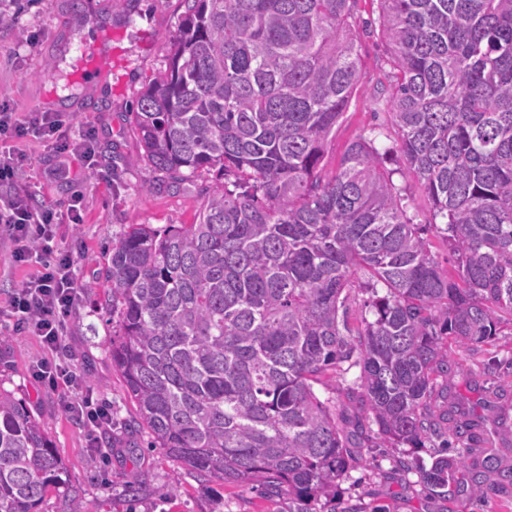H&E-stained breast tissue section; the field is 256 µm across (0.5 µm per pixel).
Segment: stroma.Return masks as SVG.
<instances>
[{
  "mask_svg": "<svg viewBox=\"0 0 512 512\" xmlns=\"http://www.w3.org/2000/svg\"><path fill=\"white\" fill-rule=\"evenodd\" d=\"M0 27V103L18 115L64 112L73 131L96 130V170L80 158H60L33 137L21 141L26 156L16 183L24 194L66 202L73 193L84 201V219L63 224L55 243L74 252L84 289L66 320L59 361L71 366L112 410V425L96 431L61 406L62 389L38 381L48 358L39 336L15 333L9 317L0 318V388L21 399L64 463L61 482L44 497L39 512H278L279 502L258 490L205 481L152 447L147 433H132L136 406L113 365L108 343L116 323L104 307L106 283L99 272L112 257V242L130 225L162 229L192 224L205 197L203 188L219 181L210 171L175 191L164 175L143 160L132 119L141 91L167 66V43L179 31L183 0H27ZM354 34L361 58L359 82L332 133L322 161L331 173L347 144L358 136L393 146L396 134L381 91L386 87L391 51L382 37L375 0H357ZM93 48L98 67L82 66L81 48ZM456 373L450 398L463 402L484 430L488 451L512 459V335L477 350L453 353ZM439 441L414 448H356L348 478L338 486L337 507L359 505L365 512H512V499L488 496L483 503L461 494L443 505L429 495L415 473L395 462L429 459Z\"/></svg>",
  "mask_w": 512,
  "mask_h": 512,
  "instance_id": "1",
  "label": "stroma"
}]
</instances>
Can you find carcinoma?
Masks as SVG:
<instances>
[{
    "mask_svg": "<svg viewBox=\"0 0 512 512\" xmlns=\"http://www.w3.org/2000/svg\"><path fill=\"white\" fill-rule=\"evenodd\" d=\"M376 2L400 169L363 136L332 175L320 168L358 83L356 0H184L168 67L133 116L170 186L214 168L224 181L198 223L133 224L112 242V363L153 447L281 512H317L352 468L336 403L315 386L353 367L346 395L377 426L358 422V443L462 445L417 469L444 502L461 471L476 501L490 474L512 488L502 458L467 463L478 424L432 405L454 349L512 335V0ZM396 174L442 224L412 223ZM356 288L371 294L357 318ZM61 469L0 391V512H38Z\"/></svg>",
    "mask_w": 512,
    "mask_h": 512,
    "instance_id": "carcinoma-1",
    "label": "carcinoma"
}]
</instances>
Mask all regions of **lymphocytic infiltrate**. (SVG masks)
Listing matches in <instances>:
<instances>
[{"label": "lymphocytic infiltrate", "mask_w": 512, "mask_h": 512, "mask_svg": "<svg viewBox=\"0 0 512 512\" xmlns=\"http://www.w3.org/2000/svg\"><path fill=\"white\" fill-rule=\"evenodd\" d=\"M64 125L56 112H33L19 119L0 105V233L6 236L15 262L38 267L36 275L11 294L6 314L17 330L40 336L52 352L65 341V319L81 288L74 254L54 244L56 229L82 223L83 197L73 194L61 206L17 192L15 183L25 157L13 144L32 135L45 140L55 155L91 160L95 129L88 127L74 136ZM38 376L53 387L65 382L68 391L61 404L66 412L96 427L111 425V412L94 402L75 371L46 362Z\"/></svg>", "instance_id": "f902f5d3"}]
</instances>
